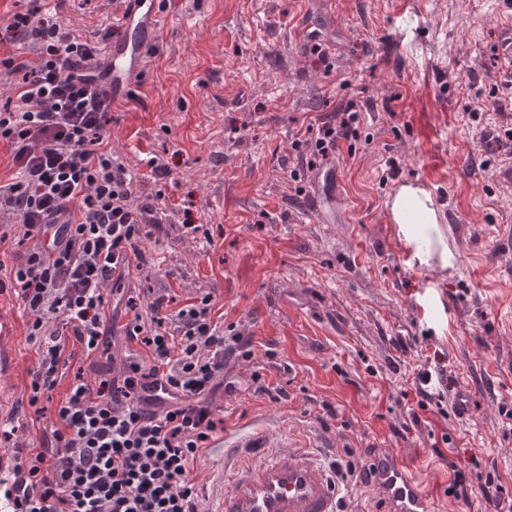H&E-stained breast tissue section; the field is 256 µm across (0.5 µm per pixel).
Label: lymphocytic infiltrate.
Wrapping results in <instances>:
<instances>
[{
  "label": "lymphocytic infiltrate",
  "mask_w": 512,
  "mask_h": 512,
  "mask_svg": "<svg viewBox=\"0 0 512 512\" xmlns=\"http://www.w3.org/2000/svg\"><path fill=\"white\" fill-rule=\"evenodd\" d=\"M8 26L39 52L35 63L16 53L0 59L14 95L0 106V143L13 169L0 183V212L12 213L29 244L9 282L39 356L28 393L35 408L63 370L106 347L113 312L105 291L141 268L146 227L162 224L164 210L155 199L134 205L137 177L112 152L111 69L96 44L63 32L49 9L36 19L14 14ZM358 129L350 106L292 149L312 168ZM213 308L207 294L174 312L161 298L134 311L125 336L147 358L95 384L74 378L49 444L15 457L12 512H198L192 467L224 430L207 397L225 354L244 348L225 336Z\"/></svg>",
  "instance_id": "f902f5d3"
}]
</instances>
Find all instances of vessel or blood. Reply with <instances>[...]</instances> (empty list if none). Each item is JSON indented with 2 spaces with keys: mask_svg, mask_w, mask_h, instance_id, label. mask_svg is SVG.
<instances>
[{
  "mask_svg": "<svg viewBox=\"0 0 512 512\" xmlns=\"http://www.w3.org/2000/svg\"><path fill=\"white\" fill-rule=\"evenodd\" d=\"M124 38L112 47V84L131 86L141 70V60L161 28L158 0H135L122 18ZM446 156L431 152L422 172L411 185L418 194L401 198L402 182L392 183L385 193L383 220L404 261H412L417 249L431 252L432 262L421 268L422 277L444 275L456 264L458 248L447 236L448 216L438 185L444 179ZM339 173L331 163L317 167L310 194L322 206L327 222L339 214L336 192ZM212 446L220 465L219 487L210 512H338L337 484L329 469L303 449L283 450L268 433L217 437ZM372 479L385 512H433L427 488L393 449L372 458Z\"/></svg>",
  "mask_w": 512,
  "mask_h": 512,
  "instance_id": "1",
  "label": "vessel or blood"
}]
</instances>
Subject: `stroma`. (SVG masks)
Returning a JSON list of instances; mask_svg holds the SVG:
<instances>
[{"mask_svg":"<svg viewBox=\"0 0 512 512\" xmlns=\"http://www.w3.org/2000/svg\"><path fill=\"white\" fill-rule=\"evenodd\" d=\"M170 24L128 92L113 99L112 148L138 172L139 200L161 197L166 218L142 247L146 264L109 301L169 310L211 294L224 328L251 357H224L210 397L230 434L253 429L311 448L324 463L366 464L391 448L418 468L436 512H512V154L487 149L512 129V63L496 53L506 0H160ZM84 38L120 16L105 0H48ZM326 8L328 63L298 38L308 11ZM412 27L394 24L398 8ZM356 100L362 138L337 157L345 221L324 222L289 172L293 141ZM443 129L441 194L458 209L460 265L425 287L382 223L389 159L405 180L426 144L413 119ZM156 158L170 170L153 178ZM192 214L210 242L187 236ZM448 303L441 320L423 315ZM24 307L0 291V421L16 443L50 433L65 375L42 414L27 405L39 357ZM433 372L444 413L419 409L416 376ZM279 389L278 398L265 387ZM466 409L453 413L461 393ZM334 416H327V409ZM468 496L448 492L454 469ZM502 489L484 496L480 476Z\"/></svg>","mask_w":512,"mask_h":512,"instance_id":"35a3bbf8","label":"stroma"}]
</instances>
